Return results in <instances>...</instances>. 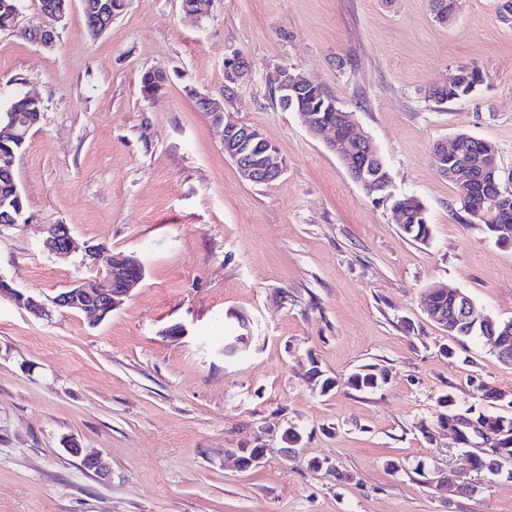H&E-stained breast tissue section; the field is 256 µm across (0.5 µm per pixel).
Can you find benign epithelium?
I'll return each instance as SVG.
<instances>
[{
  "mask_svg": "<svg viewBox=\"0 0 512 512\" xmlns=\"http://www.w3.org/2000/svg\"><path fill=\"white\" fill-rule=\"evenodd\" d=\"M81 4L86 18L95 20L92 25L95 30L108 26L107 16L121 10L113 0H81ZM68 10L69 4L65 2L52 3V27L36 41L37 45L53 46L57 28L65 20ZM248 70L249 63L242 54L233 52L227 55L224 58V91L234 90ZM274 84L279 99L284 102L303 100L306 93L316 88V84L308 80L303 73L287 67L276 72ZM193 97L200 106L206 108L211 121L223 128L224 153L234 163L244 180L268 184L282 175L283 164L277 156L275 146L266 141L259 131L248 128L232 114L222 110L209 95L196 91ZM298 113L312 135L322 139L326 147H336V126L323 123L316 109L312 107L300 108ZM1 140L24 142L25 137L21 136L19 122L11 117L0 121ZM43 244L53 253L69 254L81 251L92 263L105 264V283L74 282L53 298V303L57 307L81 315L90 326L99 325L143 279L144 266L137 256L114 254L103 245L88 241L80 242L65 224H55L53 228L46 230ZM455 295L460 300L459 309L452 317L441 318L443 322H460L474 314L469 306V298L461 291L455 292ZM2 297L33 315H40L44 311V304L39 298L15 288L11 281L0 275V298Z\"/></svg>",
  "mask_w": 512,
  "mask_h": 512,
  "instance_id": "benign-epithelium-1",
  "label": "benign epithelium"
}]
</instances>
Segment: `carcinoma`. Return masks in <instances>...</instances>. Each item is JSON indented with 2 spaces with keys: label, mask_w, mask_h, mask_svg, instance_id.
I'll use <instances>...</instances> for the list:
<instances>
[{
  "label": "carcinoma",
  "mask_w": 512,
  "mask_h": 512,
  "mask_svg": "<svg viewBox=\"0 0 512 512\" xmlns=\"http://www.w3.org/2000/svg\"><path fill=\"white\" fill-rule=\"evenodd\" d=\"M457 0H431L432 11L441 18V22H449L455 14ZM487 74L477 65L461 66L456 71L455 79L440 89L428 91V98L439 103L465 102L473 98L480 90ZM166 75L161 71L148 70L140 77V94L151 91L152 87L165 85ZM8 111L16 112L22 116L26 125L35 127L39 124L43 108L28 104L14 98ZM455 149L452 152H441L439 147H433L432 157L434 164L442 175L453 183H458L462 173L469 179L472 190L467 196L460 198V210L467 215L468 222L485 225L488 235L498 244L512 243V222L504 221V208L512 210V192L503 196L490 190L482 183L485 180L483 164L488 153H499L498 147L491 141L475 137L467 132L455 135ZM23 146L13 141L10 147L0 144V221L16 218L19 222L26 221V201L20 186L13 185L11 179L1 172L5 161L12 154L20 153ZM347 154L356 163L363 159L368 160V170L372 179L361 185L367 195L376 199L391 201V208L397 218V223L404 235L412 241L425 243L430 239L431 227L427 209L416 196H394L391 192V176L383 157L374 158L368 145L358 146L355 143H346L340 137L336 140V154ZM427 304L428 316H451L457 306L455 296L445 288H428L423 294ZM501 320L491 316L475 314L465 324L453 328L444 326L448 335L457 337L478 338L490 346V353L500 357L499 349L506 346L512 351V335L500 334ZM386 382L384 373L374 365H365L353 372L344 381V386L357 391H374ZM443 403L448 406V415L445 417L448 426L459 431L461 428L479 431L485 426L490 416L480 413L471 421L456 412L455 400L451 395L443 397ZM494 422L490 424L495 437L493 450L483 456L471 458L470 464L479 472L497 474L501 468L502 460L512 458V417L494 415L490 417Z\"/></svg>",
  "instance_id": "carcinoma-1"
}]
</instances>
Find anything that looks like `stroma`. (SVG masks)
Wrapping results in <instances>:
<instances>
[{
  "label": "stroma",
  "instance_id": "obj_1",
  "mask_svg": "<svg viewBox=\"0 0 512 512\" xmlns=\"http://www.w3.org/2000/svg\"><path fill=\"white\" fill-rule=\"evenodd\" d=\"M496 6L464 0L441 25L429 0H212L202 19L181 0H126L94 38L72 0L54 48L0 31V112L27 92L44 105L15 165L29 221L0 224V275L48 302L103 279L81 254L43 251L54 224L145 268L95 327L0 298V512H512V459L477 472L482 438L463 444L440 424L447 394L468 418L512 416V366L448 336L420 303L441 284L512 319V245L466 223L431 156L464 131L512 170V29ZM234 51L251 67L228 94ZM473 62L489 78L470 101L427 98ZM281 67L354 113L394 194L425 204L428 243L406 239L390 202L280 109ZM153 69L168 81L146 101L139 76ZM194 89L275 145L277 181L239 176ZM175 325L186 335H169ZM228 327L248 336L231 361ZM368 364L385 370L382 387H344ZM326 377L340 387L322 392ZM482 383L497 398L480 400ZM291 426L302 438L286 456ZM69 439L103 470L83 468ZM256 446L264 460L241 469L235 449ZM445 477L474 493L445 498Z\"/></svg>",
  "mask_w": 512,
  "mask_h": 512
}]
</instances>
